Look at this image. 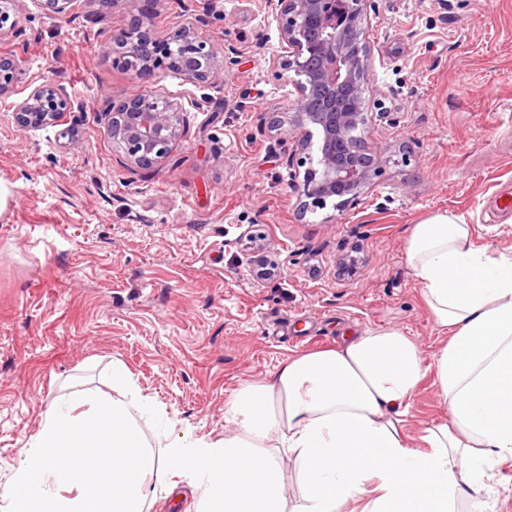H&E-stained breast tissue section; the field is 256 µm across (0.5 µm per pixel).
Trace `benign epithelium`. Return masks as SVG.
Listing matches in <instances>:
<instances>
[{
	"mask_svg": "<svg viewBox=\"0 0 512 512\" xmlns=\"http://www.w3.org/2000/svg\"><path fill=\"white\" fill-rule=\"evenodd\" d=\"M367 0H277L275 20L281 53L272 61L279 77L296 76L297 97L289 102V119L274 120L284 136L297 135L295 163L304 168L294 188L304 208H319L332 197L352 202L381 175L377 154L367 146L370 128L363 86L372 68L371 49L352 45L348 35L369 25ZM201 18L184 14L166 45L169 62L157 65V42L143 17L112 32L113 47L124 58H144L132 76L155 83L171 69L184 81L203 89L215 87L224 73V49L196 33ZM19 61L0 57V95L13 86ZM74 108L64 91L52 84L35 86L15 104L24 127L56 125ZM182 103L156 90L138 94L106 113L113 134L120 138L126 165L149 168L161 161L182 135ZM319 135L323 149L313 158L311 145Z\"/></svg>",
	"mask_w": 512,
	"mask_h": 512,
	"instance_id": "1",
	"label": "benign epithelium"
}]
</instances>
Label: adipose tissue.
Returning <instances> with one entry per match:
<instances>
[{"mask_svg": "<svg viewBox=\"0 0 512 512\" xmlns=\"http://www.w3.org/2000/svg\"><path fill=\"white\" fill-rule=\"evenodd\" d=\"M404 257L448 336L433 362L397 327L364 330L242 383L223 439L163 453L124 400L50 404L6 492L13 512H146L150 488L190 477L205 485L200 512H499L491 483L512 459V254L475 246L446 210L410 228ZM430 373L444 415L415 447L405 428Z\"/></svg>", "mask_w": 512, "mask_h": 512, "instance_id": "adipose-tissue-1", "label": "adipose tissue"}]
</instances>
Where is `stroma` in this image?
Listing matches in <instances>:
<instances>
[{
	"label": "stroma",
	"mask_w": 512,
	"mask_h": 512,
	"mask_svg": "<svg viewBox=\"0 0 512 512\" xmlns=\"http://www.w3.org/2000/svg\"><path fill=\"white\" fill-rule=\"evenodd\" d=\"M143 0H74L46 13L22 0L0 55L22 63L0 96V491L50 401L112 394L131 375L165 418L137 414L152 446L224 435L229 396L288 358L347 334L401 328L432 360L434 325L404 260L430 214L465 217L479 247L512 252V0H369L368 144L387 163L359 200L303 209L294 140L271 126L297 95L268 60L269 0H161L166 39L186 10L233 47L203 107L174 73L184 133L148 169H127L105 119L144 93L112 47ZM64 87L81 111L20 126L34 86Z\"/></svg>",
	"instance_id": "1"
}]
</instances>
